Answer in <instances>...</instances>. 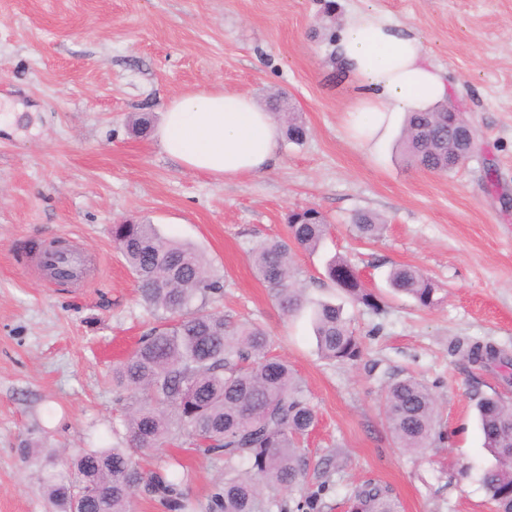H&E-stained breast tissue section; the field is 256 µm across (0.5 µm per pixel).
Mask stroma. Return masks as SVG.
<instances>
[{"label": "stroma", "instance_id": "1", "mask_svg": "<svg viewBox=\"0 0 512 512\" xmlns=\"http://www.w3.org/2000/svg\"><path fill=\"white\" fill-rule=\"evenodd\" d=\"M386 15L423 38L451 83L452 105L477 132L453 173L408 165L390 135L355 147L346 108L353 88L330 62L340 20ZM219 87L266 103L288 97L307 127L282 142L270 171L217 182L188 171L133 116L161 117L174 96ZM0 512H51L20 448L112 444L122 417L113 362L136 347L153 318L112 242L126 220L156 224L193 243L224 288L213 302L235 322L269 334L270 351L305 382L317 413L309 466L285 512L312 492L321 512H348L367 481L387 486L400 512H493L478 479L491 457L474 408L512 401V370L478 368L452 341L512 353V0H0ZM330 222L322 249L298 252L311 301L341 304L365 351L357 364L321 359L308 314L283 315L248 251L285 237L290 210ZM358 210L384 216L376 241L357 238ZM61 239L86 263L82 281L58 284L37 245ZM346 255L376 314L322 283L324 262ZM415 266L439 286L434 308L387 294L391 267ZM413 376L435 394L444 441L415 455L385 421L388 383ZM180 459L184 495L208 505L223 461L168 446L139 455L144 471Z\"/></svg>", "mask_w": 512, "mask_h": 512}]
</instances>
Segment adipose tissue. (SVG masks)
<instances>
[{
    "mask_svg": "<svg viewBox=\"0 0 512 512\" xmlns=\"http://www.w3.org/2000/svg\"><path fill=\"white\" fill-rule=\"evenodd\" d=\"M334 46L355 89L347 113L360 148L386 139L397 113L451 98V86L428 59L421 38L383 15L350 13L335 32ZM154 137L184 169L225 182L276 165L281 127L253 97L210 88L173 97Z\"/></svg>",
    "mask_w": 512,
    "mask_h": 512,
    "instance_id": "obj_1",
    "label": "adipose tissue"
}]
</instances>
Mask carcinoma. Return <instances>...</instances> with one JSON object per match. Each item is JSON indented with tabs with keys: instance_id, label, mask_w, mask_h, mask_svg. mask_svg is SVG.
Returning <instances> with one entry per match:
<instances>
[{
	"instance_id": "cac0c4a2",
	"label": "carcinoma",
	"mask_w": 512,
	"mask_h": 512,
	"mask_svg": "<svg viewBox=\"0 0 512 512\" xmlns=\"http://www.w3.org/2000/svg\"><path fill=\"white\" fill-rule=\"evenodd\" d=\"M289 141L301 142L306 128L296 112H280ZM463 113L439 103L407 113L402 149L408 163L439 174L451 173L467 157ZM357 234L380 238L386 221L373 212L352 217ZM287 238L251 249L255 272L287 315L311 310L319 355L354 364L363 345L343 308L311 303L294 281L296 252H316L329 233L315 209L292 210ZM112 241L137 280L143 302L156 325L137 346L112 366V385L125 391V443L72 448L63 457L50 448H29L31 463L41 454L61 460L38 469V488L54 512H134L139 488L160 499L170 512H195L181 491L186 472L168 462L145 474L135 454L179 442L190 450L224 461V482L211 497V512H271L298 486L308 459L301 440L316 423V413L301 381L287 361L268 355V334L252 322L234 323L209 307L221 292L203 255L191 244L162 236L147 221L112 225ZM351 261L336 254L325 267L326 279L353 304L379 314L384 301L356 277L344 273ZM387 286L420 308L435 305L438 285L421 269L390 270ZM456 350L470 363L484 365L495 347L475 342ZM485 448L493 458L480 481L497 512H512V401L486 396L476 402ZM385 417L398 447L420 453L444 439L439 406L421 380L406 377L385 390ZM351 512H399L389 489L365 483L350 497Z\"/></svg>"
}]
</instances>
